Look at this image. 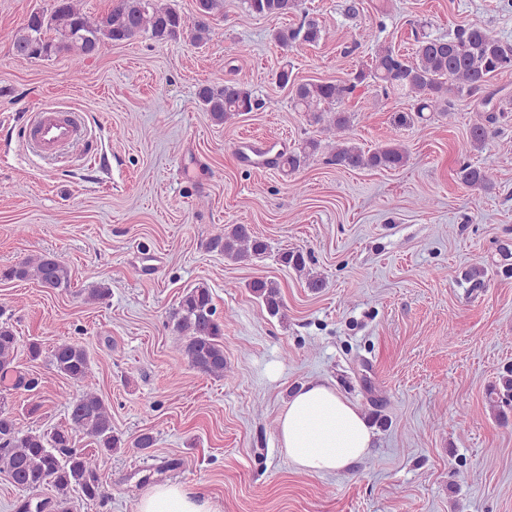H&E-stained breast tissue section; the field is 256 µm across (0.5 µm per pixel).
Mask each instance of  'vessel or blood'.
<instances>
[{"label": "vessel or blood", "instance_id": "b4317fda", "mask_svg": "<svg viewBox=\"0 0 512 512\" xmlns=\"http://www.w3.org/2000/svg\"><path fill=\"white\" fill-rule=\"evenodd\" d=\"M85 131L84 112L49 108L27 122L25 136L32 148L52 154L65 145L81 141Z\"/></svg>", "mask_w": 512, "mask_h": 512}]
</instances>
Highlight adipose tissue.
Wrapping results in <instances>:
<instances>
[{"label":"adipose tissue","mask_w":512,"mask_h":512,"mask_svg":"<svg viewBox=\"0 0 512 512\" xmlns=\"http://www.w3.org/2000/svg\"><path fill=\"white\" fill-rule=\"evenodd\" d=\"M278 443L289 461L309 474H331L364 458L372 432L359 409L335 389L302 384L281 410ZM138 512H217L209 496L182 484H159L140 500Z\"/></svg>","instance_id":"ef3b65f1"}]
</instances>
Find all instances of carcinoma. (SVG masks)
Masks as SVG:
<instances>
[{"mask_svg":"<svg viewBox=\"0 0 512 512\" xmlns=\"http://www.w3.org/2000/svg\"><path fill=\"white\" fill-rule=\"evenodd\" d=\"M248 17H280L298 9V0H244ZM224 9V0H195V10L205 18L196 21L193 31L186 30L185 20L175 8L157 0H118L99 16L91 17L74 4V0H54L50 13L33 11L26 24L14 36L13 45L24 59L47 60L61 53L78 59L96 54L106 43H120L148 34L158 41L177 40L185 34L199 43L209 32L208 19ZM325 31L314 20H303L295 27L275 31L274 40L284 49L314 46L324 40ZM512 71V42L500 38L486 26L464 24L448 36H423L417 40L414 56H402L391 47H379L369 68L360 69L344 82L309 81L297 83L292 71L284 68L279 83L291 88L295 108L309 114L314 123L333 134L329 162L345 169H397L404 166L408 154L397 143L364 150L344 133L351 126L352 115L344 108L355 91L371 80L383 90L414 99V112L395 116L397 125H407L422 113L453 110L452 98L472 97L486 88L489 79ZM197 98L211 119L222 124L234 115L263 108L264 103L241 83L227 80L222 86L202 85ZM490 131L475 123L469 132L470 146L485 147ZM321 141L304 140L288 153H279L275 164L294 171L319 153ZM457 177L462 184L478 191H488L495 184L493 165H459ZM211 249L236 262L263 256L267 243L254 235L245 224L235 225L209 242ZM282 265L299 272L306 269L308 255L300 250L280 254ZM35 280L45 288H66L70 271L64 261L50 253L30 257L0 269V280ZM252 293L272 316L283 307L279 285L271 280L256 279L249 284ZM176 340L188 364L197 371L217 378L224 377V320L209 289L197 286L187 290L174 313ZM18 337L7 323H0V375L14 371ZM55 370L76 383L91 376L86 349L78 342L63 339L51 353ZM491 407L499 418L508 421L506 409L512 406V367L504 368L488 389ZM68 421L48 432L22 431L9 412L0 410V473L28 491L45 486L54 488L55 512H74L71 495L76 492L86 500L105 498V485L98 455L118 447L112 431V413L96 392L65 399ZM82 433L91 438L96 451L76 447L74 437Z\"/></svg>","mask_w":512,"mask_h":512,"instance_id":"carcinoma-1","label":"carcinoma"}]
</instances>
